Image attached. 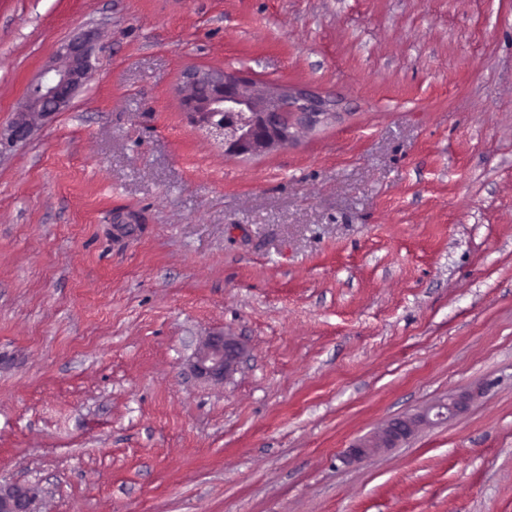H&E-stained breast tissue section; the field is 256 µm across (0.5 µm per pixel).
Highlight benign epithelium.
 Listing matches in <instances>:
<instances>
[{"label": "benign epithelium", "instance_id": "7a95c632", "mask_svg": "<svg viewBox=\"0 0 512 512\" xmlns=\"http://www.w3.org/2000/svg\"><path fill=\"white\" fill-rule=\"evenodd\" d=\"M65 64L46 69L29 84L20 103L24 121L12 130L27 133L32 119L67 107L76 91L92 74L89 49L76 37L63 47ZM179 94L190 125L205 133L232 156L261 155L293 144L302 130H313L336 117L325 98L307 90L262 85L235 72L190 70ZM242 346L232 338H206L195 353L194 371L222 379L237 366ZM478 396L467 390L427 410L395 418L369 437L342 452L345 460L361 459L381 448H391L411 437L432 419H450L463 413ZM34 495L27 487L0 489V512H35Z\"/></svg>", "mask_w": 512, "mask_h": 512}]
</instances>
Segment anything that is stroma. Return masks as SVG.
Returning a JSON list of instances; mask_svg holds the SVG:
<instances>
[{"label":"stroma","instance_id":"35a3bbf8","mask_svg":"<svg viewBox=\"0 0 512 512\" xmlns=\"http://www.w3.org/2000/svg\"><path fill=\"white\" fill-rule=\"evenodd\" d=\"M79 33L90 81L13 137ZM196 68L338 115L230 156L182 110ZM209 336L245 348L228 378L193 370ZM14 484L36 512H512V0H0ZM478 394L477 390H467L450 398L448 402L435 403L424 412L392 419L369 437L360 439L346 448L342 452V457L345 460L361 459L381 448H391L411 437L421 425L432 423V411L436 410L433 417L438 420L453 418L463 413Z\"/></svg>","mask_w":512,"mask_h":512}]
</instances>
